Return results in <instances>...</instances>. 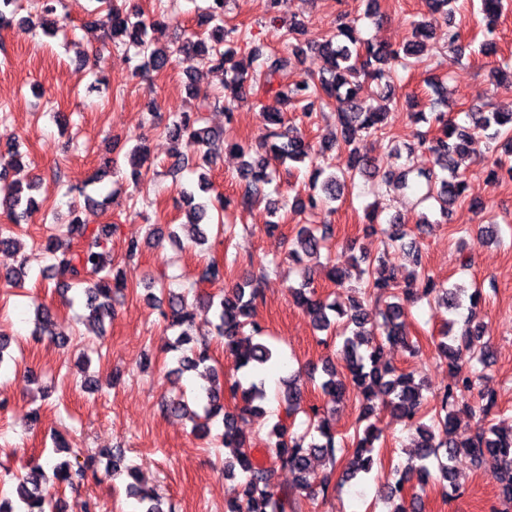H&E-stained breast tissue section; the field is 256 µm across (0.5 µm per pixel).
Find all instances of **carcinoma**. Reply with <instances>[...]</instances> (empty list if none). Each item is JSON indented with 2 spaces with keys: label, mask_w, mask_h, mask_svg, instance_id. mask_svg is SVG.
<instances>
[{
  "label": "carcinoma",
  "mask_w": 512,
  "mask_h": 512,
  "mask_svg": "<svg viewBox=\"0 0 512 512\" xmlns=\"http://www.w3.org/2000/svg\"><path fill=\"white\" fill-rule=\"evenodd\" d=\"M101 9L94 13L91 23L104 29L112 39L119 36L128 38V43L139 49L143 56L142 64L134 68L133 75L143 70L164 71L172 66L177 55L197 56L209 73L220 79L224 90L236 96L245 86L266 88L272 95L273 105H262L261 115L271 125L284 126L285 110L301 102L319 99L336 105L340 126V139L348 148L346 167L340 172H326L317 167L310 176L308 189L295 196L294 210L312 215H328L335 211L332 203L339 200L346 183L356 175L375 177L376 167L370 157L358 152L355 141L362 132L384 133L388 126V112H366L360 105L362 96L371 89L363 81L367 77L378 83L388 77L385 66L399 62L404 66L419 56L425 42L432 38L431 23L421 22L415 26L413 39L400 48L363 41L357 25L345 23L336 33L303 47L290 42L293 35L302 30V23L294 21L284 39L288 40V50L295 55L304 49L315 50L323 58L325 66L317 75L302 77L288 84L290 59L287 56L263 57L254 49L247 62L233 61L234 51L224 47V0H210L211 5L198 19L199 31L182 38L175 48H161L148 38L149 29L160 24V20H145L138 9L131 6V0H97ZM456 0H429L433 17L442 19L448 28L444 38L448 51L459 52L461 34L454 22ZM60 0H45L44 17L41 23L46 33L60 28L61 18L57 14ZM190 93L200 98L201 107L222 109L230 113L229 105L220 104V97L200 93L192 86ZM469 126L459 127L448 120L444 111L432 113V121L440 128L441 135L431 140L421 138L408 146L407 160L394 164L383 172L376 183V191L397 190L417 196L418 203L435 200L443 217H448L454 205L465 196L468 181L460 170L459 159L476 153L481 139L496 141L503 150V156L490 165L489 176L495 180L512 181V109L486 111L473 108L467 113ZM199 119L191 118L187 112L173 115L172 121L163 128L169 138L184 143L203 164L214 163L210 152L211 142L224 135V132L210 127H198ZM275 141L255 148L246 143L232 140L228 146L242 158L241 201L250 203L262 194V186L271 183L267 169L270 161L281 164L288 161L302 162L315 154L325 156L332 150L326 145L314 149L303 137L292 131H274ZM423 149L434 157V163L445 175L438 176L433 171H422L414 167L412 156ZM133 157L132 180L138 186L141 182V167L148 162V148L140 141L131 151ZM22 164V153L18 140L7 139V149L0 153V209L6 212L15 224L21 223L35 200L30 191L35 184L25 186L10 180V171ZM211 183L205 175L199 176L197 185L180 190L188 207L187 222L179 228L187 232V240L193 245L207 242L206 228L209 226L210 201H196V196L210 191ZM331 229L323 225L318 230L310 224H302L288 250V259L299 263L302 257L321 256L327 248ZM112 234V225L101 224L90 228L73 218L61 235L49 236L44 249L55 260L47 278L56 280V288L68 292L72 289L85 298L88 320L102 322L112 318V294L127 288L125 274L116 271L106 262L101 248ZM391 245L399 248L418 267L422 265V254L413 240H406L404 225L394 223L387 233ZM17 254L21 242L13 231H0V251ZM382 263V257L371 258L367 254L354 259L351 267H332L331 280L338 288H345L351 278L361 281L359 293L363 298H350L344 302L336 299L329 302L319 295L311 278L303 279L300 286L291 289L295 304L312 319L318 332L331 333L342 328L345 336L342 355L347 362V375L340 374L336 364L330 360L323 366L324 377L320 382L323 393L334 401H340L350 393L361 399L360 420L368 422L362 431L354 434L348 451L345 444L336 441V434L329 430L326 421L319 417L318 410L311 409L307 415L306 428L301 434L290 430V423L296 420L301 409L305 390L303 372L298 370L282 378L280 410L277 421L272 425L268 437L269 464L256 460L254 447L241 423L248 416L262 412L259 402L266 399L264 383L255 378L275 368L279 361L276 348L261 339V327L252 320L253 311L263 297L260 279L247 277L224 292L196 295L188 301L184 292L172 288H160V294L152 292L156 280L151 278L146 287L147 301L152 307L161 310L169 322L170 329L177 332L170 350L183 351L178 358L177 374L203 370L210 377L211 385L199 389L194 400L201 412L191 414L194 430L206 435L209 424L221 419L222 433L217 435L220 443L230 449V457L225 460V473L234 475L240 468L245 480L233 489L227 499L225 512H287L288 493L280 492L273 484L275 472L286 470L293 475V490L315 498L327 497L332 476L317 478L312 470V460L320 459L330 466H336L337 457L346 459L347 465L341 481L348 482L361 477L367 478L373 469L374 444L379 439L377 426L370 418L381 411L402 418L415 428L417 441L414 457L417 464L403 470L395 483H389L382 490V496L401 501L393 512H420L421 498L409 490L414 485L424 486L431 476V469L437 468L442 493L453 498L457 492L455 483V462L458 457L469 458L473 464L488 469L498 483L500 506L493 512H512V429H503L486 422L496 404L495 394L480 388L482 376L470 365L474 359L481 363L490 357L487 343L482 341L480 322L477 313H471L460 327L455 321H448L441 332L437 349L448 360V368L453 377L452 383L444 391L427 397L423 394L424 385L415 382L412 375L398 372L382 363L385 348L402 345L409 353L419 351L417 343L407 336L403 328L406 316L405 302L414 299L416 292L427 296L440 295L447 308L460 306L461 296L468 295L470 309L477 308L481 299V289L472 292L453 285L446 286L426 274L410 273L406 281L399 280L398 272L391 268L375 273V264ZM225 265L211 260L197 273V282L207 284L224 283ZM390 299L381 312L382 323L372 324V317L365 302L373 298ZM213 312L214 334L224 340V351L238 354V377L225 381L220 379L218 370L209 364V343L194 339L195 305ZM35 322L37 332L53 336L54 314L50 307L37 306ZM233 403V410L226 409L224 400ZM465 413L475 426L461 428L459 414ZM99 456L107 460V466L114 474L127 472L136 478V469L123 463V456L110 448L99 450ZM87 465L73 466L64 460L52 465L53 477L70 486L85 477ZM45 479L43 465L36 463L26 474L18 478L17 501L0 496V512H51V507L39 496L38 489ZM129 496L142 505V512H173V508L163 509L162 499L136 484H129Z\"/></svg>",
  "instance_id": "cac0c4a2"
}]
</instances>
